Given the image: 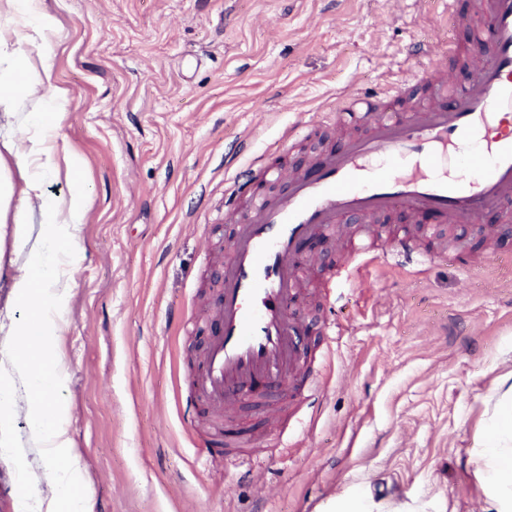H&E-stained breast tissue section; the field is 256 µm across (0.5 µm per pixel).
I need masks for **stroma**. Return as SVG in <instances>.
<instances>
[{"instance_id": "35a3bbf8", "label": "stroma", "mask_w": 512, "mask_h": 512, "mask_svg": "<svg viewBox=\"0 0 512 512\" xmlns=\"http://www.w3.org/2000/svg\"><path fill=\"white\" fill-rule=\"evenodd\" d=\"M48 55L71 95L60 131L83 159L82 259L61 335L75 489L88 512H323L359 487L487 512L469 451L512 370V223L440 229L425 264H374L333 301V248L288 303L311 332L301 372L214 420L187 373L201 359L233 225V180L258 159L305 164L335 143L343 91L387 93L416 43L448 32L444 0H44ZM315 138L288 140L293 124ZM481 267H474L477 258ZM341 326L338 337L325 326ZM322 390L304 401L302 386ZM276 407L277 428L266 414ZM220 434L262 483L199 443ZM64 468L0 447V512H25L32 473Z\"/></svg>"}]
</instances>
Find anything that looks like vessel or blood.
Here are the masks:
<instances>
[{"mask_svg":"<svg viewBox=\"0 0 512 512\" xmlns=\"http://www.w3.org/2000/svg\"><path fill=\"white\" fill-rule=\"evenodd\" d=\"M471 8L478 20L464 56L474 71L466 85L457 86L447 66L457 44L419 45L420 65L390 94H343L333 123L353 135L302 167L266 163L237 175L246 210L193 376L211 413L234 414L260 382L299 371L302 322L288 301L298 292L307 244L338 238L345 219L367 224L352 257L381 261L413 248L404 237L371 253L370 221L393 212L435 224L477 226L492 214L512 221V0H473ZM420 87L431 103L407 107ZM267 183L282 189L266 193Z\"/></svg>","mask_w":512,"mask_h":512,"instance_id":"1","label":"vessel or blood"}]
</instances>
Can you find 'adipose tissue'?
<instances>
[{
    "mask_svg": "<svg viewBox=\"0 0 512 512\" xmlns=\"http://www.w3.org/2000/svg\"><path fill=\"white\" fill-rule=\"evenodd\" d=\"M7 10L24 18V29L0 27V118L22 136L0 156V250L14 260L6 309L24 308L21 318L0 322V447L34 448L44 458L64 455L65 470H49L44 478L51 496L32 491L35 512H83L72 491L81 474L71 455L68 407L59 399L68 373L59 336L71 292L73 272L81 258L79 231L87 220L81 192L48 197L46 177L74 179L80 156L50 139L48 120L61 117L70 103L48 56H32L31 46L50 27L40 0H5ZM29 419L25 438H16L11 409ZM488 444L469 452V463L490 512H512V372L499 378L487 401ZM332 512H446L439 502L405 501L394 496L375 499L368 489L337 500Z\"/></svg>",
    "mask_w": 512,
    "mask_h": 512,
    "instance_id": "adipose-tissue-1",
    "label": "adipose tissue"
}]
</instances>
